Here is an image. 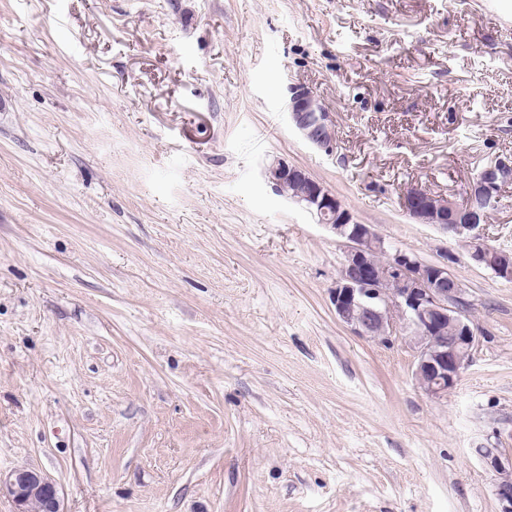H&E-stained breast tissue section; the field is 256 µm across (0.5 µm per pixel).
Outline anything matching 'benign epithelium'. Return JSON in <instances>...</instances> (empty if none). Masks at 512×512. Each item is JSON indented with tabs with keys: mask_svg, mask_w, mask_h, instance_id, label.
Wrapping results in <instances>:
<instances>
[{
	"mask_svg": "<svg viewBox=\"0 0 512 512\" xmlns=\"http://www.w3.org/2000/svg\"><path fill=\"white\" fill-rule=\"evenodd\" d=\"M287 112L292 126L311 144L328 148L335 143L333 121L321 100L309 88H291ZM265 174L278 189L300 183L304 204L326 226L349 243L330 302L336 319L359 336L382 343L402 339L416 352L415 380L434 397L448 395L468 364L479 338L470 324L463 287L448 268L449 258L425 263L397 250L372 225L358 223L342 201L304 169L276 160ZM512 183V156L483 168L466 192L461 209L445 195L412 186L401 198L403 210L421 224H438L462 237L471 261L497 277L512 280V253L470 234L496 207L502 187ZM392 290H387V287ZM481 460L495 472V496L500 512H512V456L500 448H479ZM8 496L16 512H61L55 483L32 469H17L0 478V497Z\"/></svg>",
	"mask_w": 512,
	"mask_h": 512,
	"instance_id": "1",
	"label": "benign epithelium"
}]
</instances>
